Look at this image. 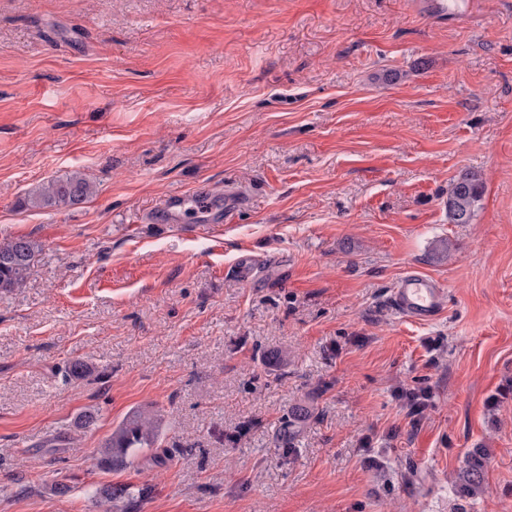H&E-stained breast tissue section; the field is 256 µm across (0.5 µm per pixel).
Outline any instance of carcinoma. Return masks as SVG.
<instances>
[{
    "label": "carcinoma",
    "mask_w": 512,
    "mask_h": 512,
    "mask_svg": "<svg viewBox=\"0 0 512 512\" xmlns=\"http://www.w3.org/2000/svg\"><path fill=\"white\" fill-rule=\"evenodd\" d=\"M484 190L482 176L475 172L461 175L448 188L446 209L454 224H469ZM93 192V186L79 171L62 179H51L41 184L27 203L32 208H67L83 203ZM41 251L39 244L28 237H16L0 242V292H10L24 285ZM308 411L296 408L281 423L279 435L295 440L301 422ZM161 419L148 407L132 411L105 440L101 464L109 468L125 467L133 463L140 448H153L158 442ZM486 449L468 450L463 466L453 483V492L464 499L482 496L486 492Z\"/></svg>",
    "instance_id": "obj_1"
}]
</instances>
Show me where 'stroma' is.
I'll list each match as a JSON object with an SVG mask.
<instances>
[{
	"label": "stroma",
	"instance_id": "stroma-1",
	"mask_svg": "<svg viewBox=\"0 0 512 512\" xmlns=\"http://www.w3.org/2000/svg\"><path fill=\"white\" fill-rule=\"evenodd\" d=\"M74 170L85 202L26 206ZM228 192L222 223L150 221ZM21 236L41 252L0 293V512H512V0H0V241ZM409 271L445 291L431 322L389 304ZM146 405L159 444L104 469ZM479 444L488 491L462 500ZM484 190L482 176L468 172L453 181L448 188L446 209L448 218L454 224H469L475 215V208ZM466 217V220L463 218ZM189 196L175 194L166 196L161 204V213L164 215L163 224H184V206Z\"/></svg>",
	"mask_w": 512,
	"mask_h": 512
}]
</instances>
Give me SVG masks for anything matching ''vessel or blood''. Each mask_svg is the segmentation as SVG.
<instances>
[{
    "instance_id": "obj_1",
    "label": "vessel or blood",
    "mask_w": 512,
    "mask_h": 512,
    "mask_svg": "<svg viewBox=\"0 0 512 512\" xmlns=\"http://www.w3.org/2000/svg\"><path fill=\"white\" fill-rule=\"evenodd\" d=\"M193 201L197 212L204 213L210 208L207 196L199 194L194 198L175 194L165 197L161 212L165 223L180 224L184 221L186 201ZM444 300V290L432 277L415 271L406 272L391 291L390 304L402 318L413 322H427L440 312Z\"/></svg>"
}]
</instances>
